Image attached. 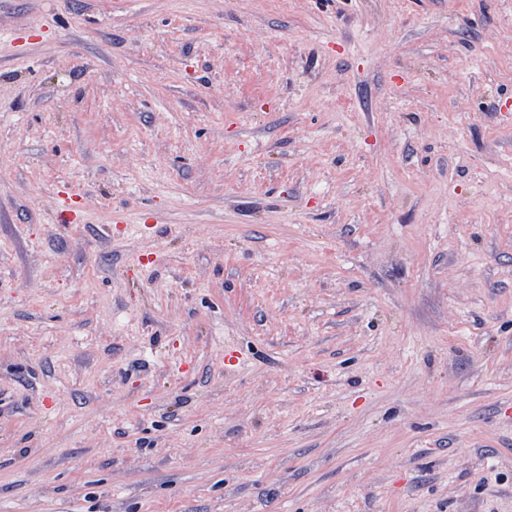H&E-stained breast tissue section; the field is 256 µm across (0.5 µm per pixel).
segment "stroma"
Segmentation results:
<instances>
[{
	"instance_id": "obj_1",
	"label": "stroma",
	"mask_w": 512,
	"mask_h": 512,
	"mask_svg": "<svg viewBox=\"0 0 512 512\" xmlns=\"http://www.w3.org/2000/svg\"><path fill=\"white\" fill-rule=\"evenodd\" d=\"M0 512H512V0H0Z\"/></svg>"
}]
</instances>
